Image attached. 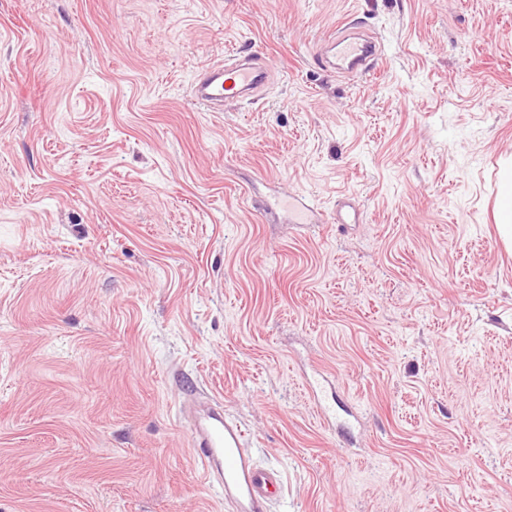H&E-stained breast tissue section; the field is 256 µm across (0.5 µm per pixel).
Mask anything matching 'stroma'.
Segmentation results:
<instances>
[{
  "label": "stroma",
  "mask_w": 512,
  "mask_h": 512,
  "mask_svg": "<svg viewBox=\"0 0 512 512\" xmlns=\"http://www.w3.org/2000/svg\"><path fill=\"white\" fill-rule=\"evenodd\" d=\"M511 160L512 0H0V512H225L193 390L271 512H512ZM347 30L345 27L337 28L336 36L327 42L331 43L335 49V56L337 54L339 60L348 63V70H354L363 66L376 53V45L370 41L352 37ZM267 83L268 70L264 66L242 63L236 59L225 63L223 68L198 82L195 96L199 103L209 109L224 99H236L261 92ZM495 216L501 235L510 240L512 237V164H506L501 172ZM191 450L201 462L207 485L232 512H270L282 490L278 472L257 464L239 425L217 399L189 406Z\"/></svg>",
  "instance_id": "obj_1"
}]
</instances>
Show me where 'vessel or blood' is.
<instances>
[{
    "instance_id": "vessel-or-blood-1",
    "label": "vessel or blood",
    "mask_w": 512,
    "mask_h": 512,
    "mask_svg": "<svg viewBox=\"0 0 512 512\" xmlns=\"http://www.w3.org/2000/svg\"><path fill=\"white\" fill-rule=\"evenodd\" d=\"M331 44L349 69L362 66L376 52L374 43L352 37L337 28ZM268 83L265 67L240 61L225 64L197 83L195 96L205 107L226 99L263 91ZM188 434L194 456L200 461L207 485L231 512H270L282 490L279 473L257 464L239 425L215 399L193 402L189 407Z\"/></svg>"
}]
</instances>
